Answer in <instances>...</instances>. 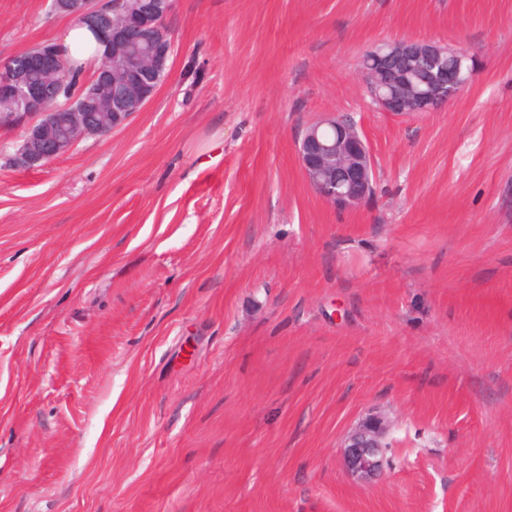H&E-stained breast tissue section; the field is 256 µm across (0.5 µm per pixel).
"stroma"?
Segmentation results:
<instances>
[{"mask_svg": "<svg viewBox=\"0 0 512 512\" xmlns=\"http://www.w3.org/2000/svg\"><path fill=\"white\" fill-rule=\"evenodd\" d=\"M0 0V60L60 41ZM143 112L34 169L0 124V512H512V0H175ZM478 61L393 119L372 46ZM352 118L340 211L295 141ZM391 422L380 476L341 444ZM296 151L309 185L332 206L350 210L373 193V158L356 123L327 114L303 130Z\"/></svg>", "mask_w": 512, "mask_h": 512, "instance_id": "stroma-1", "label": "stroma"}]
</instances>
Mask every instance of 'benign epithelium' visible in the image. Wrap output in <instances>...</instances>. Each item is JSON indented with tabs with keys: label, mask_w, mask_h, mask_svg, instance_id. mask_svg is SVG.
<instances>
[{
	"label": "benign epithelium",
	"mask_w": 512,
	"mask_h": 512,
	"mask_svg": "<svg viewBox=\"0 0 512 512\" xmlns=\"http://www.w3.org/2000/svg\"><path fill=\"white\" fill-rule=\"evenodd\" d=\"M174 0L155 9L142 0H51V10L99 32L105 46L91 78L73 95L64 94L60 44L45 43L21 66L0 63V109L24 125L22 144L11 163L38 168L66 153L87 136L105 135L126 124L152 99L168 73L174 42L158 33L160 18ZM455 60L448 67V58ZM465 51L432 40L383 41L359 66L370 78L368 94L392 117L433 112L460 96L475 67ZM30 68L40 71L32 81ZM102 85L132 94L105 98ZM302 171L312 189L340 210L359 206L373 193L374 163L356 123L327 114L308 125L296 141ZM390 421L381 414L363 419L346 438L342 457L347 471L370 480L382 470Z\"/></svg>",
	"instance_id": "7a95c632"
}]
</instances>
